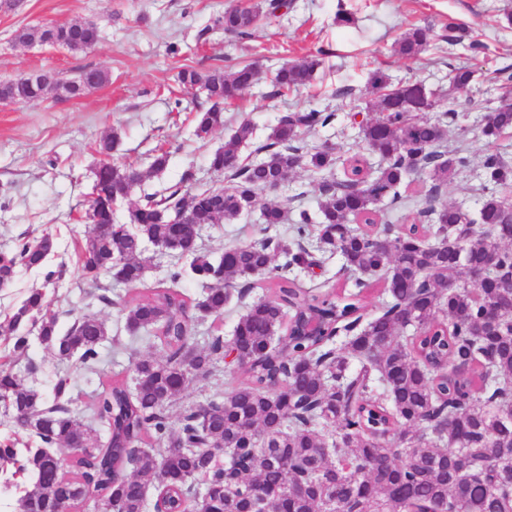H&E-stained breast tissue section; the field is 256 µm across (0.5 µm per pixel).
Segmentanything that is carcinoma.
I'll return each instance as SVG.
<instances>
[{"label":"carcinoma","mask_w":512,"mask_h":512,"mask_svg":"<svg viewBox=\"0 0 512 512\" xmlns=\"http://www.w3.org/2000/svg\"><path fill=\"white\" fill-rule=\"evenodd\" d=\"M266 11L227 10L224 30L246 39ZM456 28L434 36L428 27L405 32L395 42L403 57H416L431 41L454 44ZM98 28L71 22L20 29L21 44L52 43L71 52L94 44ZM322 59L310 56L281 67L273 78L279 89H299L312 81ZM259 76L254 65L206 73L185 69L180 82L203 90L210 107H198L192 122L203 139L224 127V105L235 101ZM109 79L108 73L85 67L60 82L51 74L43 81L80 97ZM474 72L460 67L448 73V92L466 91ZM38 85L14 78L0 82V100L29 101ZM411 94L405 88L380 95L370 104L376 117L358 122L360 146L346 159L344 178L333 173L335 158L311 146L305 136L325 128L336 113L310 108L289 113L271 128L256 151L258 161L240 159L241 147L252 140L254 127L242 121L210 159L214 170L226 171L228 185L217 198L214 186L192 188L187 174L180 183L141 194L128 210V222L115 224L100 238L90 230L82 253L112 258L116 270L102 266L91 277L117 284H138L147 269L145 244L165 248L170 279L202 283L198 298L169 288L139 293L125 307L130 330L153 334L164 351L161 359L142 356L133 362L134 389L121 379L108 383L97 396L95 417L106 427L108 445H98L92 430L73 415V384L58 376L48 399L24 383L15 370L24 358L29 336L62 363L79 360L93 369L102 360L105 323L93 315L74 319L66 332L48 313L45 292L29 291L11 316L0 322V335L14 339L16 357L0 363V409L40 441L19 451L0 444V461L12 465L28 481L16 501V512H54L56 502L81 507L90 490L97 491L100 512H145L148 489L165 494L171 512L188 508L194 482L206 478L212 493L194 506L206 512H258L254 490H276L269 512H332L352 501L358 512H508L512 508V288L497 279L468 283L469 270L488 257L512 267V166L501 152L481 162L482 195L477 211L453 203L431 224H408L391 236L392 247L381 249L380 204L398 197V188L415 172L411 158L427 159L424 172L438 189L470 165L461 151H444L446 117L434 120L401 106ZM512 130V104L490 113L482 129L489 141ZM168 153L154 150L148 170L133 163L103 162L92 189L105 222H112V204L131 199L147 177L165 170ZM305 168L320 179L321 200L315 213H295L292 237L269 235L224 250L214 261L199 243L201 230L232 223L246 212L244 203L259 204L262 223L286 220L285 204L275 197L260 199L257 191L273 181H286ZM45 234L22 245L0 250V281L9 284L21 267L40 269L55 251ZM341 254L356 289L352 301L339 304L310 295L291 277L297 269L318 265ZM268 276L271 294L253 302L235 325L234 362L244 379L213 398L210 416L184 411L173 426L168 409L195 380L212 374L224 358V336L211 335L199 349L186 322L224 313L227 291L235 279ZM381 282L390 300L363 327L356 313L374 282ZM315 320L316 333H306ZM352 331L343 346H333L339 331ZM358 369L349 371L351 360ZM335 376L340 389L329 388ZM380 382L384 397L373 394ZM71 452L61 466L56 451ZM241 482L224 484V464L243 461Z\"/></svg>","instance_id":"obj_1"}]
</instances>
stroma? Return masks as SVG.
Returning a JSON list of instances; mask_svg holds the SVG:
<instances>
[{
  "label": "stroma",
  "mask_w": 512,
  "mask_h": 512,
  "mask_svg": "<svg viewBox=\"0 0 512 512\" xmlns=\"http://www.w3.org/2000/svg\"><path fill=\"white\" fill-rule=\"evenodd\" d=\"M261 0H19L13 11L0 9V81L33 71H50L67 80L86 66L108 72L105 85L79 98L49 94L29 103L0 104V247L52 233L56 251L51 265H65L66 275L46 289L59 329L73 318L93 314L104 321L109 338L98 371L88 372L78 362L59 365L38 340H31L28 359L36 363L35 388L52 393L61 372H69L74 385V408L88 418L103 381L114 374L131 377L136 356H159L154 339L132 337L122 308L140 288L168 285L169 260L147 249L151 262L141 286L113 285L111 305L91 301L96 285L82 272L80 247L88 225L82 217L88 206L91 171L99 164L100 141L116 135L112 158L148 168L154 147L169 154L166 169L151 176L144 188L153 192L178 183L192 173L197 185L223 184L222 174L210 168L212 154L242 121L255 127L242 157L255 159L254 149L267 137L278 117L294 110L315 107L335 112L330 126L309 134L314 145L331 142L338 159L356 148L357 130L350 113L366 108V88L371 71L382 69L393 85L419 81L426 87L447 88L448 73L455 67L475 71L474 89L453 94L449 103L456 112L448 138L449 148H459L472 162L488 152H505L512 160V132L489 142L480 120L503 102L512 85V0H291L286 13L261 19L251 38L238 39L225 32L221 17L228 8H252ZM351 14L352 23L337 22L338 10ZM94 20L99 25L96 46L72 53L49 45H21L14 34L22 27ZM455 22L460 43L431 42L417 57L406 59L393 50L394 41L415 27L441 31ZM323 53L325 64L304 89L274 93L272 78L285 63ZM258 65L263 78L224 108V126L199 139L185 113L197 100L177 81L186 67L201 72L215 67L231 70ZM264 235L255 217L205 230L203 244L213 257L225 248L250 244ZM347 278L341 257L299 272L297 282L311 293L342 296ZM235 289L243 298H232L223 315L196 322L194 341L202 343L207 331L231 337L248 305L268 293L262 279L239 280ZM237 380L231 366L217 363L213 374L196 381L169 409L178 417L186 409L207 404L215 394Z\"/></svg>",
  "instance_id": "obj_1"
}]
</instances>
